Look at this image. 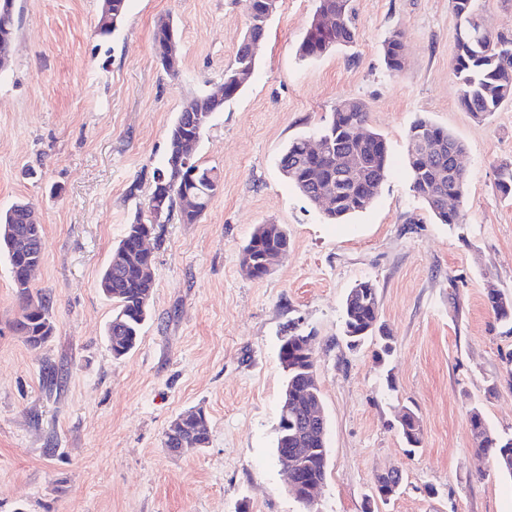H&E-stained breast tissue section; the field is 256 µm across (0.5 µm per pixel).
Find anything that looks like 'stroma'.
Here are the masks:
<instances>
[{
    "instance_id": "obj_1",
    "label": "stroma",
    "mask_w": 512,
    "mask_h": 512,
    "mask_svg": "<svg viewBox=\"0 0 512 512\" xmlns=\"http://www.w3.org/2000/svg\"><path fill=\"white\" fill-rule=\"evenodd\" d=\"M101 0H16L9 68L0 71V211L32 204L44 260L31 285L54 332L30 347L10 265L0 256V512H303L275 455L288 327L315 338L329 466L317 512H362L376 474L402 486L375 512H512V477L480 456L469 411L512 437V333L487 304L512 299V197L496 187L512 164V101L477 116L461 107L451 62L450 0H351L353 44L316 59L296 49L316 0H281L250 82L215 113L198 159L220 183L202 219L156 225L150 317L116 359L112 302L98 277L168 150L184 105L222 82L247 28L242 0H128L100 35ZM173 19L178 78L156 58L159 19ZM402 33L391 74L382 44ZM362 101L389 145L392 171L372 205L342 224L283 177L293 138L320 128L336 103ZM420 117L465 145L459 220L439 224L414 196L406 133ZM288 233L261 279L241 253L260 224ZM375 284L394 352L349 347L343 301ZM420 447L403 441V407ZM202 409L210 441L169 452L164 435ZM400 433L406 443L419 447L422 443V428L419 417L410 408L404 407L399 416Z\"/></svg>"
}]
</instances>
